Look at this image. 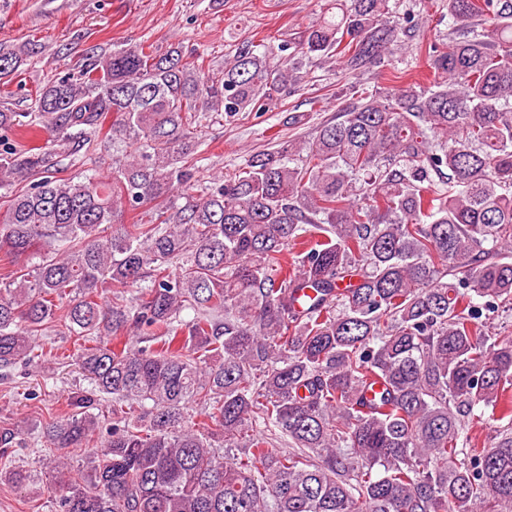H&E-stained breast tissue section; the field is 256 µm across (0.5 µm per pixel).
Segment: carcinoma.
I'll return each mask as SVG.
<instances>
[{"instance_id":"carcinoma-1","label":"carcinoma","mask_w":512,"mask_h":512,"mask_svg":"<svg viewBox=\"0 0 512 512\" xmlns=\"http://www.w3.org/2000/svg\"><path fill=\"white\" fill-rule=\"evenodd\" d=\"M389 2L327 0L277 56L244 41L212 75L117 45L34 111L0 109V369L52 356L36 337L62 310L88 386L31 430L86 448L112 397L111 434L50 512H512V336L483 333L512 300V0H448L433 83L370 90L360 76L416 28ZM26 51H0V78ZM333 58L355 78L345 108L189 194L211 114L266 112ZM35 127L48 146L10 137ZM102 132L133 151L60 177ZM141 208L153 219L123 223ZM142 327L148 345L116 342ZM480 404L507 420L482 446Z\"/></svg>"}]
</instances>
